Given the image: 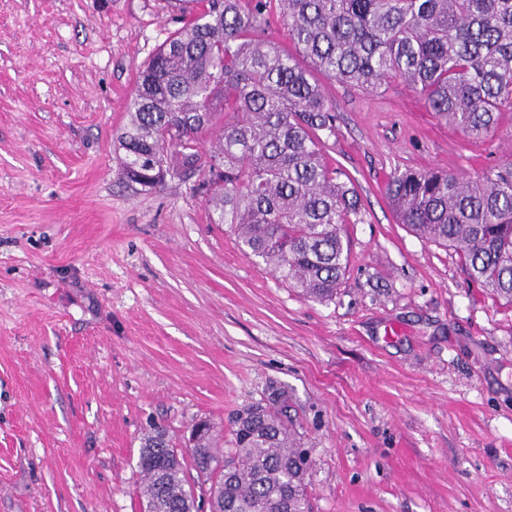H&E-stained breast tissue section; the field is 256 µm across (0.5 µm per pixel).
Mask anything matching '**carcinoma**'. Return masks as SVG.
Masks as SVG:
<instances>
[{
	"label": "carcinoma",
	"instance_id": "1",
	"mask_svg": "<svg viewBox=\"0 0 512 512\" xmlns=\"http://www.w3.org/2000/svg\"><path fill=\"white\" fill-rule=\"evenodd\" d=\"M183 26L139 73L118 136L127 178L152 190L200 176L245 252L317 301L336 298L345 228L360 200L324 156L335 106L323 76L361 89L400 78L474 139L512 108V0H175ZM287 25L301 65L268 33ZM219 135L204 145L211 130ZM386 197L399 223L452 251L471 280L512 304V161L464 179L396 171ZM191 449L155 426L139 453L149 512H187L185 471L210 483L215 512H309L304 448L274 388L229 429L200 422Z\"/></svg>",
	"mask_w": 512,
	"mask_h": 512
}]
</instances>
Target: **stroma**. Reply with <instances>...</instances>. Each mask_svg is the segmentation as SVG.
I'll return each instance as SVG.
<instances>
[{
	"mask_svg": "<svg viewBox=\"0 0 512 512\" xmlns=\"http://www.w3.org/2000/svg\"><path fill=\"white\" fill-rule=\"evenodd\" d=\"M171 0H0V512H143L150 424L182 438L288 394L312 512H512V305L398 224L395 170L512 159L400 79L325 81L359 223L328 302L215 224L192 180L144 191L116 137Z\"/></svg>",
	"mask_w": 512,
	"mask_h": 512,
	"instance_id": "obj_1",
	"label": "stroma"
}]
</instances>
